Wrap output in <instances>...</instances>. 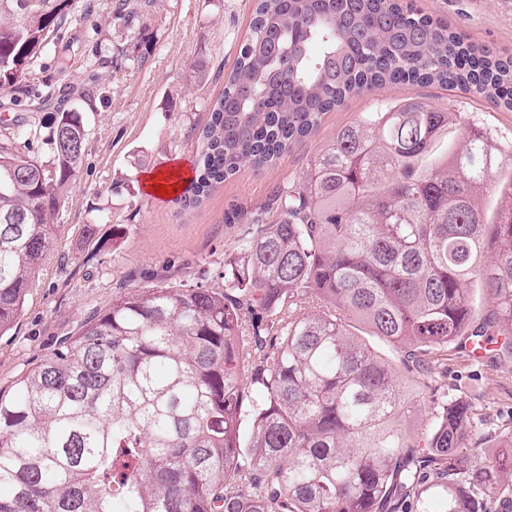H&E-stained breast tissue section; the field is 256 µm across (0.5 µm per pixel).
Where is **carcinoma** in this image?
<instances>
[{"label":"carcinoma","mask_w":512,"mask_h":512,"mask_svg":"<svg viewBox=\"0 0 512 512\" xmlns=\"http://www.w3.org/2000/svg\"><path fill=\"white\" fill-rule=\"evenodd\" d=\"M83 0H0V90L38 79ZM387 84L436 85L512 112V60L413 0H254L199 134L180 200L200 207L244 166L271 165L324 116ZM463 146L424 172L440 130ZM47 139L53 161L19 152ZM86 129L63 112L0 138V335L52 250ZM512 144L404 98L337 130L306 173L251 217L224 288H138L0 388V512H512V415L485 431L448 360L503 337L512 361V188L482 196ZM491 309L478 316L470 285ZM400 352L390 362L351 330ZM422 410L432 426L411 431ZM251 423L243 442L244 419Z\"/></svg>","instance_id":"1"}]
</instances>
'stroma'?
<instances>
[{
	"instance_id": "1",
	"label": "stroma",
	"mask_w": 512,
	"mask_h": 512,
	"mask_svg": "<svg viewBox=\"0 0 512 512\" xmlns=\"http://www.w3.org/2000/svg\"><path fill=\"white\" fill-rule=\"evenodd\" d=\"M414 3L471 41L501 57L512 56V0ZM251 13L252 0H153L129 29L114 19L108 0H93L89 15L62 22V51L37 59L42 87L67 82L80 89L95 81L106 98L81 108L87 130L82 165L57 216L55 247L42 263L16 326L0 337V387L9 388L74 336L117 293L163 279L223 287L224 260L237 254L247 230L243 224L225 223V214L243 206L272 222L275 214L267 204L273 191L297 179L337 130L360 113L412 97L463 113L502 139L512 138V112L484 100L435 86L385 85L328 113L311 138L276 163L241 169L200 208H183L174 193H146L143 174L179 164L191 167L209 118L206 105L224 88ZM68 43L73 51H65ZM91 49L106 61L94 74L84 64ZM196 62L208 69L202 86L193 77ZM99 214L104 222L94 238H85V224ZM448 376L458 379L489 416L512 407V365L474 373L452 353Z\"/></svg>"
}]
</instances>
